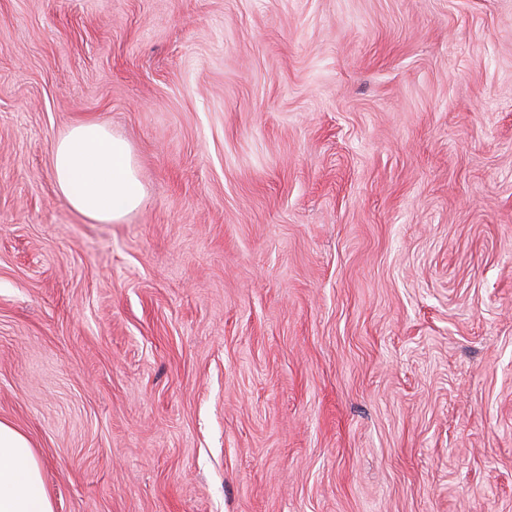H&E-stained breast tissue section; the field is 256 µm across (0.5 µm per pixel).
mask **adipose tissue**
Instances as JSON below:
<instances>
[{
  "instance_id": "obj_1",
  "label": "adipose tissue",
  "mask_w": 512,
  "mask_h": 512,
  "mask_svg": "<svg viewBox=\"0 0 512 512\" xmlns=\"http://www.w3.org/2000/svg\"><path fill=\"white\" fill-rule=\"evenodd\" d=\"M54 181L68 205L99 224L139 209L147 191L130 144L104 124L81 119L52 145ZM0 512H54L28 438L0 421Z\"/></svg>"
}]
</instances>
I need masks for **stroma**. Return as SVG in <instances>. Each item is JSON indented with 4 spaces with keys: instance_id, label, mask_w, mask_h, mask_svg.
Here are the masks:
<instances>
[{
    "instance_id": "obj_1",
    "label": "stroma",
    "mask_w": 512,
    "mask_h": 512,
    "mask_svg": "<svg viewBox=\"0 0 512 512\" xmlns=\"http://www.w3.org/2000/svg\"><path fill=\"white\" fill-rule=\"evenodd\" d=\"M0 420L54 512H512V0H0ZM52 173L68 205L99 224L119 223L147 197L130 144L94 119L78 120L53 142Z\"/></svg>"
}]
</instances>
